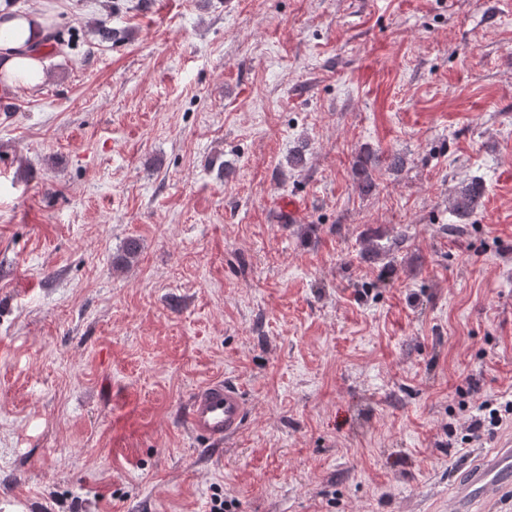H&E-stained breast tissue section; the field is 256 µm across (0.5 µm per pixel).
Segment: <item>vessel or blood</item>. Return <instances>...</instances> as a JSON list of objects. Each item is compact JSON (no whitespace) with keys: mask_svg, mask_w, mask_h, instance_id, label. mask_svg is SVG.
I'll return each instance as SVG.
<instances>
[{"mask_svg":"<svg viewBox=\"0 0 512 512\" xmlns=\"http://www.w3.org/2000/svg\"><path fill=\"white\" fill-rule=\"evenodd\" d=\"M247 404L240 387L224 380L209 381L196 389L185 411L188 430L195 438L220 447L236 437L247 416ZM512 490V443L499 442L493 455L474 469L459 490L461 503L496 502Z\"/></svg>","mask_w":512,"mask_h":512,"instance_id":"obj_1","label":"vessel or blood"}]
</instances>
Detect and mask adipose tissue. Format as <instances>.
<instances>
[{
	"label": "adipose tissue",
	"mask_w": 512,
	"mask_h": 512,
	"mask_svg": "<svg viewBox=\"0 0 512 512\" xmlns=\"http://www.w3.org/2000/svg\"><path fill=\"white\" fill-rule=\"evenodd\" d=\"M29 21L15 17L0 22V70L10 77V86L29 88L44 77L42 63L32 57Z\"/></svg>",
	"instance_id": "1"
}]
</instances>
